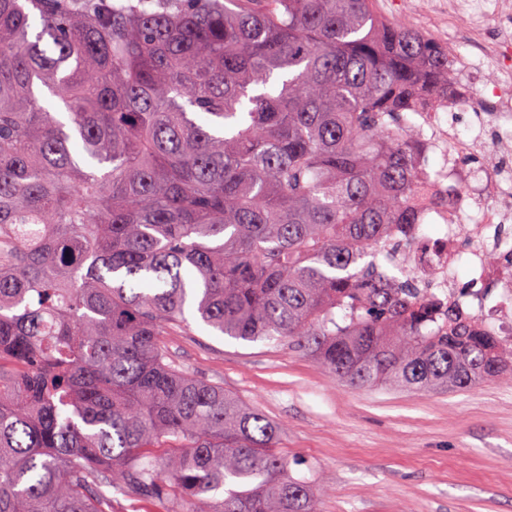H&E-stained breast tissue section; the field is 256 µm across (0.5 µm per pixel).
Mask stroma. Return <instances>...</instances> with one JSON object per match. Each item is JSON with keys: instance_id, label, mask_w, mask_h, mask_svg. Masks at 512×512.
I'll return each mask as SVG.
<instances>
[{"instance_id": "stroma-1", "label": "stroma", "mask_w": 512, "mask_h": 512, "mask_svg": "<svg viewBox=\"0 0 512 512\" xmlns=\"http://www.w3.org/2000/svg\"><path fill=\"white\" fill-rule=\"evenodd\" d=\"M439 0H377L453 50L465 94L467 15L435 27ZM162 342L180 369L279 424L295 477L328 494L318 512H512V383L464 391L357 388L292 346L236 340L199 318Z\"/></svg>"}]
</instances>
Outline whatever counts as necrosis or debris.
Segmentation results:
<instances>
[{
  "mask_svg": "<svg viewBox=\"0 0 512 512\" xmlns=\"http://www.w3.org/2000/svg\"><path fill=\"white\" fill-rule=\"evenodd\" d=\"M449 15L466 14L476 24L467 33L468 45L478 58L491 57L512 66V9L500 0L495 28H488L489 16L482 0H448ZM474 117L472 133L461 137L457 116ZM409 120L418 126L437 161L428 178L440 192H447L459 162L492 153L487 129L504 131L512 125V97L484 98L481 94L460 101L444 112H416ZM466 194L440 200L425 211L424 223L436 232L425 235L421 225L413 226L414 242L409 264H396L398 274L412 276L429 285L440 299H457L462 309L478 317L495 335L512 341V284L501 282L500 270L512 265V164L498 162L473 168L467 175ZM497 254L499 264H490L488 254Z\"/></svg>",
  "mask_w": 512,
  "mask_h": 512,
  "instance_id": "obj_1",
  "label": "necrosis or debris"
}]
</instances>
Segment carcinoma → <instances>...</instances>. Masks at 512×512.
<instances>
[{
    "label": "carcinoma",
    "instance_id": "cac0c4a2",
    "mask_svg": "<svg viewBox=\"0 0 512 512\" xmlns=\"http://www.w3.org/2000/svg\"><path fill=\"white\" fill-rule=\"evenodd\" d=\"M460 95L375 0H0V512H317L280 429L168 362L190 306L354 387L512 380L389 273L429 200L406 116Z\"/></svg>",
    "mask_w": 512,
    "mask_h": 512
}]
</instances>
